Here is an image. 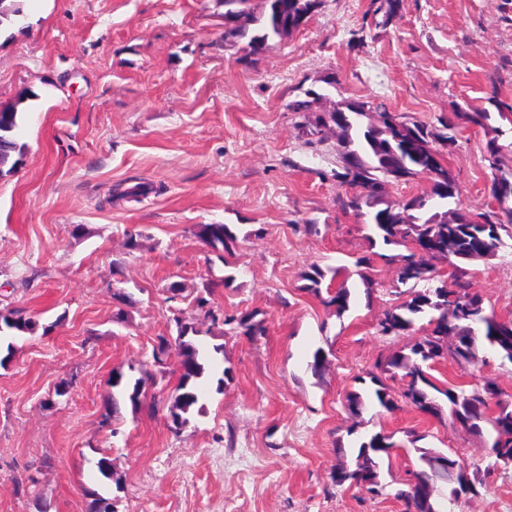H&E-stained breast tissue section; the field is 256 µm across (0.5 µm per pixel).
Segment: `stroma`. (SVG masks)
Wrapping results in <instances>:
<instances>
[{
    "label": "stroma",
    "instance_id": "stroma-1",
    "mask_svg": "<svg viewBox=\"0 0 512 512\" xmlns=\"http://www.w3.org/2000/svg\"><path fill=\"white\" fill-rule=\"evenodd\" d=\"M0 28V106L17 107L23 164L0 178V309L40 328L14 340L0 367V512H85L88 487L117 512H402L394 498L332 481L353 464L356 435L398 444L382 477L399 486L419 464L407 431L459 455L484 486L453 512H512V468L488 470L490 433L415 409L350 411L345 395L379 355L409 350L415 331L376 332L394 266L359 278L349 312L302 292L312 265L349 267L367 254L360 221L340 210L336 140L308 143L288 104L384 103L426 123L512 100V0H403L387 30L366 31L370 0H323L293 35L247 61L224 42L217 0H24ZM336 75V86L326 79ZM488 135L466 127L444 150L455 206L491 202ZM140 199L127 197L132 187ZM197 224L237 236L233 266L194 237ZM317 232H308V225ZM139 231L136 248L126 233ZM487 313L512 319V255L469 267ZM233 283H224L226 275ZM184 290L169 298L171 284ZM227 313L259 312L264 335L223 337L212 377L230 370L201 414L174 434L166 400L179 375L170 352L138 414L100 427L114 368L148 363L173 314L194 321L196 295ZM129 296L115 323L114 289ZM326 360L312 369L315 351ZM477 368L442 359L434 375L512 393V362L484 348ZM68 395L46 399L61 381ZM112 479L98 473L99 454Z\"/></svg>",
    "mask_w": 512,
    "mask_h": 512
}]
</instances>
